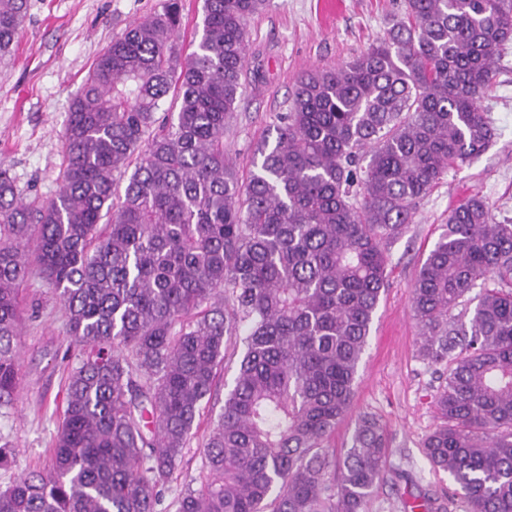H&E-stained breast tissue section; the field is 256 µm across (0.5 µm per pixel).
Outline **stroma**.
I'll use <instances>...</instances> for the list:
<instances>
[{"instance_id":"35a3bbf8","label":"stroma","mask_w":512,"mask_h":512,"mask_svg":"<svg viewBox=\"0 0 512 512\" xmlns=\"http://www.w3.org/2000/svg\"><path fill=\"white\" fill-rule=\"evenodd\" d=\"M163 0H29L27 17L11 58L0 64V161L10 166L26 197L54 196L60 174L62 132L73 99L96 58L126 28ZM403 12V0H341L336 12L321 13L319 0H268L249 22L250 79L224 132L240 178H247L256 142L272 132L278 113L287 111L297 77L314 66L347 62L383 38ZM492 85L482 100L495 136L471 163L448 170L414 210L411 224L390 248L389 277L359 364L349 408L329 441L348 448L363 416L382 425L388 451L383 477L373 487L370 512H405L419 495L441 498L446 512H470L446 472L434 469L423 443L438 419L435 397L441 381L420 356L419 329L411 308V288L433 248L451 208L473 194L485 196L501 216L512 219V42L500 48ZM33 314L22 317V382L12 408L0 409V444L14 449L0 485L28 470L49 466L61 399L69 371L80 361L64 340L66 317L58 298L39 274L23 292ZM236 374L225 362L210 402L159 512L185 487H199L204 444ZM416 474V483L397 479L394 469Z\"/></svg>"}]
</instances>
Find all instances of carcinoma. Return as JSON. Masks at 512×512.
<instances>
[{"instance_id": "1", "label": "carcinoma", "mask_w": 512, "mask_h": 512, "mask_svg": "<svg viewBox=\"0 0 512 512\" xmlns=\"http://www.w3.org/2000/svg\"><path fill=\"white\" fill-rule=\"evenodd\" d=\"M266 0H181L98 56L63 132L60 181L24 197L0 163V407L21 382L19 292L35 262L82 354L65 387L53 473L0 489V512H157L218 366L243 347L205 443V482L175 512H364L382 428L346 413L388 282L386 244L453 165L494 138L481 107L512 0H405L352 60L296 80L247 182L224 148L245 85L248 22ZM28 0H0V61ZM180 102L160 117L167 98ZM369 158L361 165L362 157ZM124 194L114 201L117 183ZM476 287L473 309L454 310ZM419 353L446 364L429 463L471 512H512V224L474 194L420 267ZM444 512L439 499L410 505ZM183 21L179 41L187 49L195 36L196 24L201 22L203 0H183Z\"/></svg>"}]
</instances>
